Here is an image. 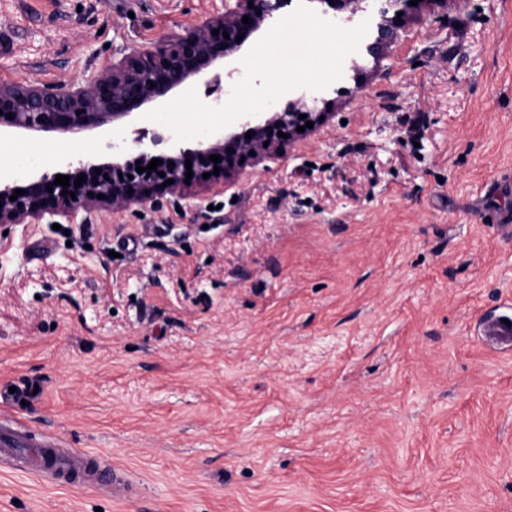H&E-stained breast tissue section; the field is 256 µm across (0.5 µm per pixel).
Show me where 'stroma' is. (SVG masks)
<instances>
[{
  "instance_id": "35a3bbf8",
  "label": "stroma",
  "mask_w": 512,
  "mask_h": 512,
  "mask_svg": "<svg viewBox=\"0 0 512 512\" xmlns=\"http://www.w3.org/2000/svg\"><path fill=\"white\" fill-rule=\"evenodd\" d=\"M224 0H0V83L101 71ZM385 74L237 181L0 234V420L123 500L0 470V512H512V0L420 9ZM0 130V167L102 156ZM20 396H13V389ZM503 319H507V323H504ZM485 335L497 343L510 346L512 344V315L500 314L487 317Z\"/></svg>"
}]
</instances>
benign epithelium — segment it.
<instances>
[{"instance_id":"7a95c632","label":"benign epithelium","mask_w":512,"mask_h":512,"mask_svg":"<svg viewBox=\"0 0 512 512\" xmlns=\"http://www.w3.org/2000/svg\"><path fill=\"white\" fill-rule=\"evenodd\" d=\"M295 0H224V11L210 15L191 26H180L168 33L159 43L137 48L115 61L106 70L86 80L64 84H46L23 81L0 84V127L8 126L32 132L78 133L107 128L116 133L120 122L141 109L158 105L173 93L186 88L191 80L212 70L218 63L232 64L242 57L252 40L262 37L278 22ZM325 5L323 12L338 19L343 25L372 14L377 18L369 33L360 43L358 52L350 59V68L359 70L367 58L376 68L388 57L393 45L401 40L410 17L397 22V13L408 0H317ZM248 16L252 23L245 24ZM218 31L213 35L212 31ZM229 38H224L223 33ZM243 39L236 40L237 36ZM329 90L298 89L284 95V106L273 112H262L238 119L235 125L224 128L186 147L169 136L168 152L157 153L155 139L150 146H141L134 152L118 142L109 141L105 147L112 160L99 163L87 158L76 163L60 159L43 170L28 176L10 168L0 169V226L10 224H39L46 217L72 216L76 211L123 210L132 205H145L157 197L171 195L183 198L196 182L209 179L229 180L234 177L238 161L250 157L257 162L274 159L281 151L284 138L308 121L321 126L319 118L329 119V112H313L309 105L325 101ZM11 118H6V115ZM306 118L301 119L299 115ZM252 132L246 139V132ZM211 155L221 162L208 160ZM162 164L149 173L136 171L151 160ZM191 160V168L185 161ZM219 174H213L214 167ZM101 173H96V170ZM193 172L190 183H185L186 172ZM164 176H159V173ZM58 175L70 177L69 187L54 184ZM86 176L82 186L75 187V179ZM168 179L174 180L164 185ZM53 187L48 192L47 187ZM17 189L24 194L10 200ZM75 193L70 197L69 193ZM104 198L99 199L97 195Z\"/></svg>"}]
</instances>
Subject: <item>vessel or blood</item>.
<instances>
[{"mask_svg":"<svg viewBox=\"0 0 512 512\" xmlns=\"http://www.w3.org/2000/svg\"><path fill=\"white\" fill-rule=\"evenodd\" d=\"M486 336L497 343L512 344V315L490 316L486 319ZM19 460L20 471L36 476L52 473L57 484L76 489H86L111 482L115 497L127 495V488L120 479L112 478L101 468L100 457L77 448L61 447L57 439L45 436L29 437L23 425H0V461Z\"/></svg>","mask_w":512,"mask_h":512,"instance_id":"b4317fda","label":"vessel or blood"}]
</instances>
